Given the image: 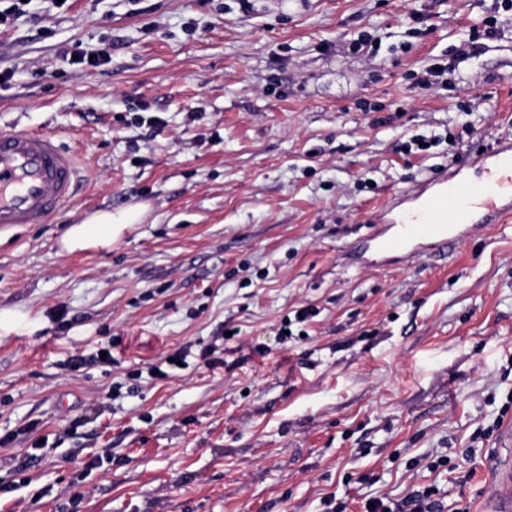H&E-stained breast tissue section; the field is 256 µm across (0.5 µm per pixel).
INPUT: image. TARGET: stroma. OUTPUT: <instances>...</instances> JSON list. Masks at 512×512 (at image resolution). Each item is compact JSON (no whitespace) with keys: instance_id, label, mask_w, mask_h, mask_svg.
I'll use <instances>...</instances> for the list:
<instances>
[{"instance_id":"35a3bbf8","label":"stroma","mask_w":512,"mask_h":512,"mask_svg":"<svg viewBox=\"0 0 512 512\" xmlns=\"http://www.w3.org/2000/svg\"><path fill=\"white\" fill-rule=\"evenodd\" d=\"M499 5L27 0L0 25V129L58 135L80 170L53 223L0 230V512H322L330 495L364 512L431 483L444 512H486L500 437L472 436L512 424V222L408 266L341 256L447 169V144L404 152L412 136L469 121L512 140ZM364 32L379 50L351 55ZM434 63L447 84L418 87ZM375 107L393 122L372 126ZM135 204L111 250L61 251L71 225Z\"/></svg>"}]
</instances>
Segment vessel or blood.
<instances>
[{
  "label": "vessel or blood",
  "mask_w": 512,
  "mask_h": 512,
  "mask_svg": "<svg viewBox=\"0 0 512 512\" xmlns=\"http://www.w3.org/2000/svg\"><path fill=\"white\" fill-rule=\"evenodd\" d=\"M484 170L472 177L470 168ZM79 169L58 136L25 128L0 131V229L49 223L73 203ZM385 223L366 236L381 259L407 260L424 249L461 245L487 224L512 219V141L454 163L449 172L398 193ZM489 512H512V461L499 462L487 486Z\"/></svg>",
  "instance_id": "b4317fda"
}]
</instances>
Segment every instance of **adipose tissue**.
I'll list each match as a JSON object with an SVG mask.
<instances>
[{
	"instance_id": "adipose-tissue-1",
	"label": "adipose tissue",
	"mask_w": 512,
	"mask_h": 512,
	"mask_svg": "<svg viewBox=\"0 0 512 512\" xmlns=\"http://www.w3.org/2000/svg\"><path fill=\"white\" fill-rule=\"evenodd\" d=\"M146 213L144 206L111 212L100 211L79 224L72 225L64 235L61 245L64 251L110 247L130 232Z\"/></svg>"
}]
</instances>
